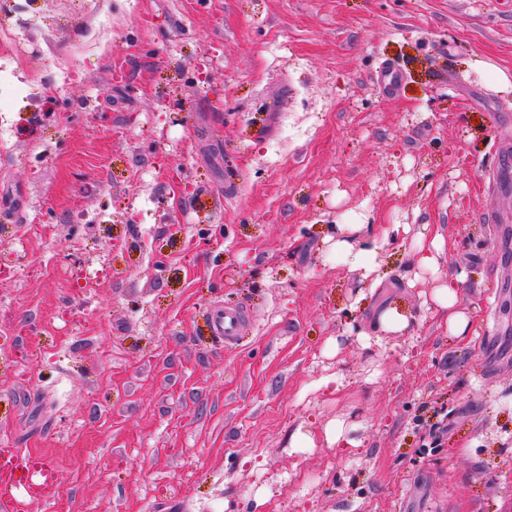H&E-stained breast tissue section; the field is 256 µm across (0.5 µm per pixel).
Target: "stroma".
I'll use <instances>...</instances> for the list:
<instances>
[{
	"mask_svg": "<svg viewBox=\"0 0 512 512\" xmlns=\"http://www.w3.org/2000/svg\"><path fill=\"white\" fill-rule=\"evenodd\" d=\"M478 60L512 77V0H0V443L59 474L26 512H512V92ZM475 67L483 73L484 79L490 88L499 92L509 91L510 89L512 91V82L502 70L481 61H476ZM336 233L339 234V237L336 238V251L344 254L345 258L351 256L350 261L352 267H364L367 271H371V267L368 263V258L375 254V249L378 247L376 245L377 240L375 238L371 239L373 243L372 249H356V242L354 237L346 238V233H355L361 234L365 236L370 233V225L369 224H340L336 227ZM366 237L368 239L369 237ZM444 239L440 232L426 241L420 240L412 256V265L421 272L437 273L444 261ZM464 278L461 275L452 276L448 274V280L445 279L439 287L434 290V300L447 311L445 315V324L453 336H468L471 330V321L469 316L456 308L460 288L463 287ZM211 332L216 336H224V342L235 344L246 329V315L243 308L213 305L208 313ZM377 321L382 330L391 333H401L409 326L408 317L391 307L382 309Z\"/></svg>",
	"mask_w": 512,
	"mask_h": 512,
	"instance_id": "35a3bbf8",
	"label": "stroma"
}]
</instances>
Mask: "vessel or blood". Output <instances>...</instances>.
<instances>
[{
    "label": "vessel or blood",
    "instance_id": "vessel-or-blood-1",
    "mask_svg": "<svg viewBox=\"0 0 512 512\" xmlns=\"http://www.w3.org/2000/svg\"><path fill=\"white\" fill-rule=\"evenodd\" d=\"M208 323L214 335L226 343H236L246 328L243 308L213 305ZM58 473L43 454L20 448H0V512H7L17 492H25L32 500L44 501L55 492Z\"/></svg>",
    "mask_w": 512,
    "mask_h": 512
}]
</instances>
